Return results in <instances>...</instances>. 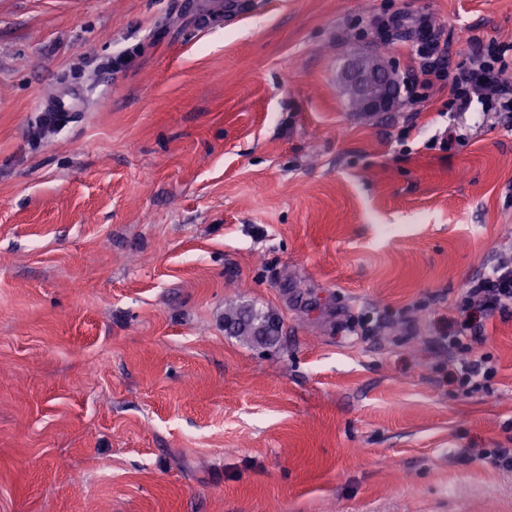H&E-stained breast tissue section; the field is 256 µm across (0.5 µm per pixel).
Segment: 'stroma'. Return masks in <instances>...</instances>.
Listing matches in <instances>:
<instances>
[{
    "mask_svg": "<svg viewBox=\"0 0 512 512\" xmlns=\"http://www.w3.org/2000/svg\"><path fill=\"white\" fill-rule=\"evenodd\" d=\"M185 2L0 0V512H512V316L485 390L433 341L512 251V112L409 95L419 16L464 51L512 0ZM389 5L364 117L337 76ZM61 72L93 97L49 129ZM405 15L397 10L390 9L382 12L373 23L376 37L380 41H392L399 29L404 26ZM343 83L351 87L349 101L358 112L387 111L393 106L400 92V81L394 62L374 50L354 59L343 75Z\"/></svg>",
    "mask_w": 512,
    "mask_h": 512,
    "instance_id": "35a3bbf8",
    "label": "stroma"
}]
</instances>
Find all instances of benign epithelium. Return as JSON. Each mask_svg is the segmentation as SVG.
<instances>
[{
  "label": "benign epithelium",
  "instance_id": "1",
  "mask_svg": "<svg viewBox=\"0 0 512 512\" xmlns=\"http://www.w3.org/2000/svg\"><path fill=\"white\" fill-rule=\"evenodd\" d=\"M343 83L352 89L349 101L365 113L389 110L400 92L395 64L374 50L354 59L343 75Z\"/></svg>",
  "mask_w": 512,
  "mask_h": 512
}]
</instances>
